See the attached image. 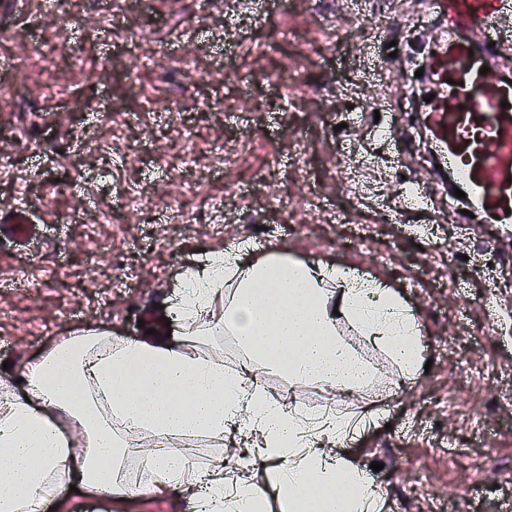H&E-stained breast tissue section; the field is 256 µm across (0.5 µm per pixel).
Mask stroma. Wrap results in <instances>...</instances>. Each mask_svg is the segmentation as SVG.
<instances>
[{
  "instance_id": "stroma-1",
  "label": "stroma",
  "mask_w": 512,
  "mask_h": 512,
  "mask_svg": "<svg viewBox=\"0 0 512 512\" xmlns=\"http://www.w3.org/2000/svg\"><path fill=\"white\" fill-rule=\"evenodd\" d=\"M451 23L426 0H0V215L35 225L0 238V381L86 327L179 330L188 269L274 248L396 290L432 366L404 381L344 322L371 385L344 395L264 367L261 385L365 418L349 452L381 463L379 512H453L461 495L469 512H512L496 487L512 407L489 398L512 394V224L462 214L423 134L427 83L403 64ZM185 181L196 196H178ZM413 184L428 204L404 207ZM66 507L190 512L136 491Z\"/></svg>"
}]
</instances>
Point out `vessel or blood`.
<instances>
[{"instance_id":"1","label":"vessel or blood","mask_w":512,"mask_h":512,"mask_svg":"<svg viewBox=\"0 0 512 512\" xmlns=\"http://www.w3.org/2000/svg\"><path fill=\"white\" fill-rule=\"evenodd\" d=\"M431 7L456 25L426 58L434 94L429 131L442 164L484 221L512 224V84L482 71L503 19L512 17V0H431ZM460 24L480 30L479 44L459 38Z\"/></svg>"}]
</instances>
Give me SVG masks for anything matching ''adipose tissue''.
<instances>
[{
  "label": "adipose tissue",
  "instance_id": "adipose-tissue-1",
  "mask_svg": "<svg viewBox=\"0 0 512 512\" xmlns=\"http://www.w3.org/2000/svg\"><path fill=\"white\" fill-rule=\"evenodd\" d=\"M180 294L184 329L175 340L115 343L86 328L27 363L19 386L0 382V512H46L51 504L63 512L72 487L87 498H126L119 468L132 455L147 464L151 491L181 489L193 512H266L258 488L267 484L288 512H367L359 464L327 449L344 435L343 418L308 430L255 373L225 370L189 339L229 333L252 363L345 394L366 387L373 371L338 337L343 320L413 381L424 361L420 330L400 295L337 266L246 250L210 254ZM245 412L254 441L233 475L169 445L190 434L223 440ZM131 430L152 438L151 447L130 448Z\"/></svg>",
  "mask_w": 512,
  "mask_h": 512
}]
</instances>
